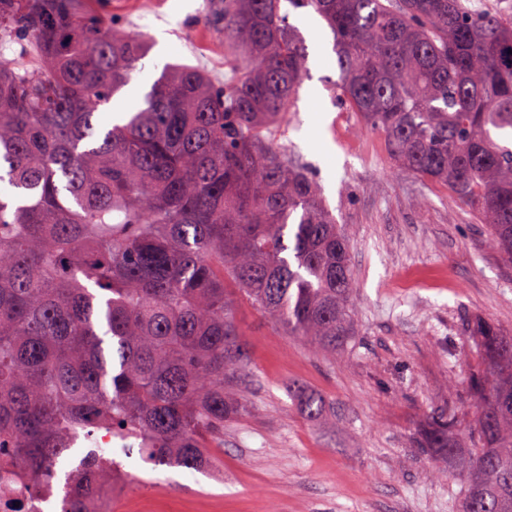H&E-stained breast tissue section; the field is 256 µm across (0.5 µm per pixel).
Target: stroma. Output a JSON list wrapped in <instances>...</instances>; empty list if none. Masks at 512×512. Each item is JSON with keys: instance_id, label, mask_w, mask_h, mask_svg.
I'll return each instance as SVG.
<instances>
[{"instance_id": "stroma-1", "label": "stroma", "mask_w": 512, "mask_h": 512, "mask_svg": "<svg viewBox=\"0 0 512 512\" xmlns=\"http://www.w3.org/2000/svg\"><path fill=\"white\" fill-rule=\"evenodd\" d=\"M95 7L151 40L132 87L174 61L233 79L224 31L203 22L201 0ZM294 22L309 76L273 138L314 172L348 239L358 333L327 355L237 303L249 371L231 393L248 411L225 421L211 470L116 454L121 482L105 512H457L454 468L417 443L435 413L471 421L466 381L480 362L465 324L480 318L512 333V263L444 187L399 169L380 136L334 106L327 81L337 73L325 59L332 37L317 16ZM293 383L325 399L322 418L289 396Z\"/></svg>"}]
</instances>
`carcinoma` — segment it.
Returning a JSON list of instances; mask_svg holds the SVG:
<instances>
[{
	"label": "carcinoma",
	"instance_id": "obj_1",
	"mask_svg": "<svg viewBox=\"0 0 512 512\" xmlns=\"http://www.w3.org/2000/svg\"><path fill=\"white\" fill-rule=\"evenodd\" d=\"M222 2L207 20L241 76L167 63L108 126L100 108L146 39L93 0H0V460L21 461L34 496L83 441L61 512L112 494L118 451L209 467V439L247 411L228 394L249 362L236 299L327 353L355 334L348 241L308 167L263 137L309 73L290 12L332 34L345 109L512 262V20L462 0ZM466 332L484 363L472 423L441 413L423 445L455 466L459 512H512V335ZM288 394L325 413L320 395Z\"/></svg>",
	"mask_w": 512,
	"mask_h": 512
}]
</instances>
